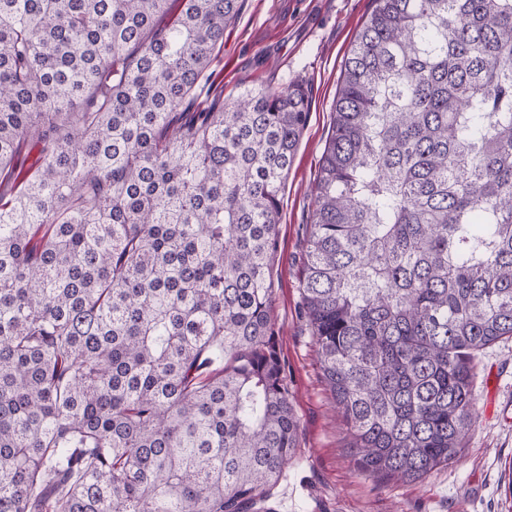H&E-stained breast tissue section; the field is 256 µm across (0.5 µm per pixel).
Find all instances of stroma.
Returning <instances> with one entry per match:
<instances>
[{
	"label": "stroma",
	"instance_id": "1",
	"mask_svg": "<svg viewBox=\"0 0 512 512\" xmlns=\"http://www.w3.org/2000/svg\"><path fill=\"white\" fill-rule=\"evenodd\" d=\"M372 0H243L213 68L224 99L244 88L302 82L310 108L281 197L271 263L273 327L299 420L297 453L271 491L275 512H512V339L474 360L476 415L456 459L423 480L358 471L352 437L323 379L300 313L299 284L312 198L332 129L342 64Z\"/></svg>",
	"mask_w": 512,
	"mask_h": 512
}]
</instances>
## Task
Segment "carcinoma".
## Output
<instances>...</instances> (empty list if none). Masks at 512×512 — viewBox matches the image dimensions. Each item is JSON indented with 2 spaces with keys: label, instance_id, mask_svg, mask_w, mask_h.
<instances>
[{
  "label": "carcinoma",
  "instance_id": "obj_1",
  "mask_svg": "<svg viewBox=\"0 0 512 512\" xmlns=\"http://www.w3.org/2000/svg\"><path fill=\"white\" fill-rule=\"evenodd\" d=\"M301 305L356 465L452 462L512 339V0H373ZM241 0H0V512H273L272 323L303 86L204 105Z\"/></svg>",
  "mask_w": 512,
  "mask_h": 512
}]
</instances>
